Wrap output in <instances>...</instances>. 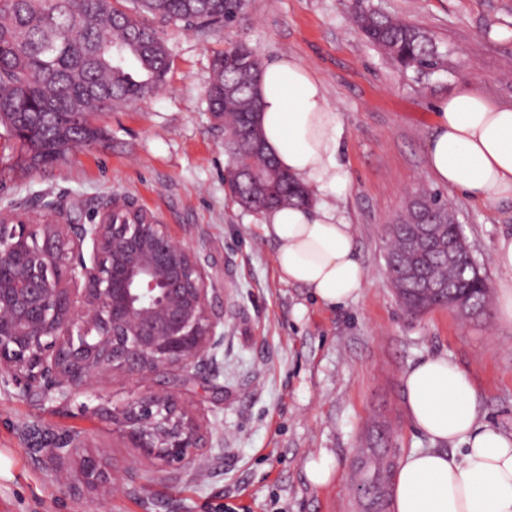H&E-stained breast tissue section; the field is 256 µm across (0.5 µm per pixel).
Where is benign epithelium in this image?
<instances>
[{
	"mask_svg": "<svg viewBox=\"0 0 512 512\" xmlns=\"http://www.w3.org/2000/svg\"><path fill=\"white\" fill-rule=\"evenodd\" d=\"M130 208L113 198L105 224H0V383L68 407L108 372L170 376L172 385L100 412L139 461L174 472L207 455L200 415L182 393L224 340V318L198 250L167 224L125 223ZM86 448L61 432L34 452L75 497L131 477L133 468L117 470Z\"/></svg>",
	"mask_w": 512,
	"mask_h": 512,
	"instance_id": "7a95c632",
	"label": "benign epithelium"
}]
</instances>
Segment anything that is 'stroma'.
<instances>
[{
    "mask_svg": "<svg viewBox=\"0 0 512 512\" xmlns=\"http://www.w3.org/2000/svg\"><path fill=\"white\" fill-rule=\"evenodd\" d=\"M353 2L247 0L234 27L207 33L158 23L171 59L164 90L98 114L106 141L75 147L59 164L21 166L0 126V210L62 200L87 224L108 197L135 200L200 248L224 316L223 346L184 395L189 407L206 410L203 467L169 475L142 464L123 487L75 497L34 454L36 441L72 430L124 468L136 449L94 410L159 387L163 377L106 374L65 410L0 384V512H391L359 490L369 476L367 450L381 436L397 458L429 447L407 419L404 373L430 355L468 373L479 423L512 433V324L492 306L467 320L448 308L411 315L386 275L387 225L416 190L433 185L426 147L438 102L467 87L512 107V0H369L434 37L445 60L431 74L400 71L368 44ZM238 41L260 59L310 66L341 115L348 188L335 203L354 227L367 273L344 306L324 307L308 289L281 282L261 214L227 192L224 123L208 112L205 90L213 53ZM440 193L482 273L502 279L492 251L512 232V198L484 204L445 187ZM323 450L338 474L317 488L305 463Z\"/></svg>",
    "mask_w": 512,
    "mask_h": 512,
    "instance_id": "1",
    "label": "stroma"
}]
</instances>
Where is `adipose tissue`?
Returning <instances> with one entry per match:
<instances>
[{
    "label": "adipose tissue",
    "mask_w": 512,
    "mask_h": 512,
    "mask_svg": "<svg viewBox=\"0 0 512 512\" xmlns=\"http://www.w3.org/2000/svg\"><path fill=\"white\" fill-rule=\"evenodd\" d=\"M257 97L266 152L319 196L314 205L264 212L278 277L308 288L322 306L346 305L364 288L366 271L352 225L331 203L348 187L340 114L312 68L289 58L263 62ZM427 158L439 185L485 204L512 198V108L457 90L436 107ZM493 262L504 273L496 311L512 322V234L499 238ZM404 385L409 422L432 445L400 458L392 512H512V434L478 423L469 375L429 356L406 370Z\"/></svg>",
    "instance_id": "ef3b65f1"
}]
</instances>
